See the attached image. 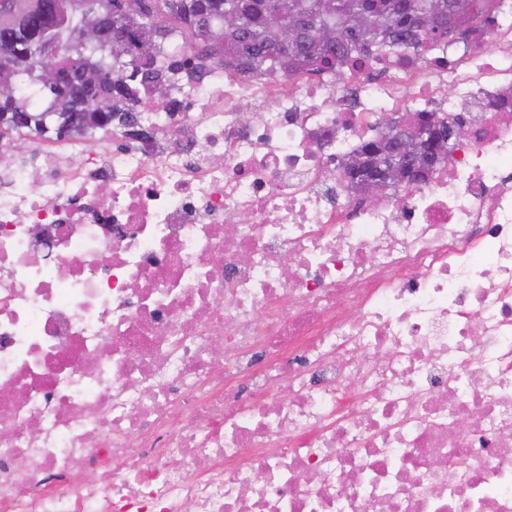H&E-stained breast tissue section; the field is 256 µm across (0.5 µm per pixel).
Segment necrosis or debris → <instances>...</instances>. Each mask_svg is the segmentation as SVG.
Segmentation results:
<instances>
[{
  "label": "necrosis or debris",
  "instance_id": "necrosis-or-debris-1",
  "mask_svg": "<svg viewBox=\"0 0 512 512\" xmlns=\"http://www.w3.org/2000/svg\"><path fill=\"white\" fill-rule=\"evenodd\" d=\"M278 80L0 140V512H512V0ZM462 117L380 203L384 120ZM224 342L223 358L213 354Z\"/></svg>",
  "mask_w": 512,
  "mask_h": 512
}]
</instances>
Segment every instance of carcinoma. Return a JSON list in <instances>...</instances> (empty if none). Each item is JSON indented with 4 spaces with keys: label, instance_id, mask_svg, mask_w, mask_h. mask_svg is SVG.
<instances>
[{
    "label": "carcinoma",
    "instance_id": "carcinoma-1",
    "mask_svg": "<svg viewBox=\"0 0 512 512\" xmlns=\"http://www.w3.org/2000/svg\"><path fill=\"white\" fill-rule=\"evenodd\" d=\"M123 0H13V10L0 14V46L12 47L0 56V80L13 86L10 99H0V129L33 133L59 141L69 127L92 139L96 132L112 131L113 121L128 125L135 118L136 87L150 84L158 99L168 97L167 72L177 54L187 57L192 72L233 62L242 69L268 77H281L321 68H333L339 59L355 61L375 46L379 52L415 48L450 33L463 34L471 19L492 22V0H139V19L130 31L152 44V52L134 62L112 43V28L125 27ZM237 14L238 28L224 33L215 45L209 32L224 11ZM433 10L438 25L423 28L419 15ZM103 13L112 18L104 40L95 45L77 42L86 15ZM276 12L283 18L300 17L304 38L286 49L268 43L266 20ZM343 13L360 14L345 23ZM331 28V42L315 39ZM56 69L55 85L38 80L45 66ZM58 114L56 118L48 113ZM96 112L93 125L83 123Z\"/></svg>",
    "mask_w": 512,
    "mask_h": 512
}]
</instances>
